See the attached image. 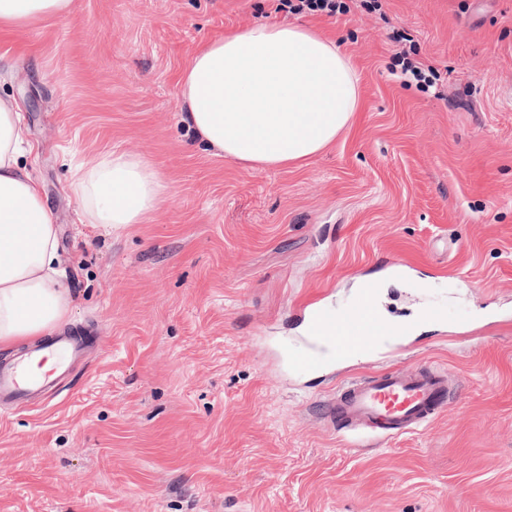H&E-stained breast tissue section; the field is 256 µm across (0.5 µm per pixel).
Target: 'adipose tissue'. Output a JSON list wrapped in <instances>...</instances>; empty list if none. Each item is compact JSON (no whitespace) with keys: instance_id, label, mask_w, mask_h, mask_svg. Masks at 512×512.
Returning a JSON list of instances; mask_svg holds the SVG:
<instances>
[{"instance_id":"obj_1","label":"adipose tissue","mask_w":512,"mask_h":512,"mask_svg":"<svg viewBox=\"0 0 512 512\" xmlns=\"http://www.w3.org/2000/svg\"><path fill=\"white\" fill-rule=\"evenodd\" d=\"M74 0H0V32L61 18ZM179 85L184 121L217 155L249 167L309 161L350 126L359 79L336 41L306 24L260 21L210 41ZM26 130L0 103V349L54 335L68 324L52 210L27 166ZM79 219L109 232L144 223L165 200L162 177L146 159L108 153L71 171Z\"/></svg>"}]
</instances>
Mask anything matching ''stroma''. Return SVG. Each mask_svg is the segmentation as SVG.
Returning <instances> with one entry per match:
<instances>
[{
    "mask_svg": "<svg viewBox=\"0 0 512 512\" xmlns=\"http://www.w3.org/2000/svg\"><path fill=\"white\" fill-rule=\"evenodd\" d=\"M347 3L75 0L0 35L87 345L48 397L0 404V512H512V0ZM258 20L319 25L359 77L361 112L302 167L215 156L179 118L197 44ZM110 152L166 183L113 234L79 222L70 180ZM370 283L391 322L435 302L447 323L293 371L306 310ZM394 366L455 390L429 424L352 443L337 388ZM288 1L284 4L288 5L290 12L300 13L304 10L313 12H325L329 16L336 15V12L347 13L350 7L343 3H337L340 0H280ZM297 2V3H293Z\"/></svg>",
    "mask_w": 512,
    "mask_h": 512,
    "instance_id": "stroma-1",
    "label": "stroma"
}]
</instances>
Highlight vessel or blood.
Here are the masks:
<instances>
[{
    "mask_svg": "<svg viewBox=\"0 0 512 512\" xmlns=\"http://www.w3.org/2000/svg\"><path fill=\"white\" fill-rule=\"evenodd\" d=\"M310 346L291 357L302 372H320L326 365L323 350L338 356L351 351L367 353L376 344L398 336L411 335L412 325H395L376 308L374 289H364L354 306L345 313L324 306L310 309ZM82 341L60 336L46 345L33 347L37 356H59L68 361L79 356ZM48 378L20 366H0V402H24L42 393ZM448 398V378L434 368H397L374 376H361L340 389L331 411L338 430H356L364 438H387L426 425Z\"/></svg>",
    "mask_w": 512,
    "mask_h": 512,
    "instance_id": "1",
    "label": "vessel or blood"
}]
</instances>
